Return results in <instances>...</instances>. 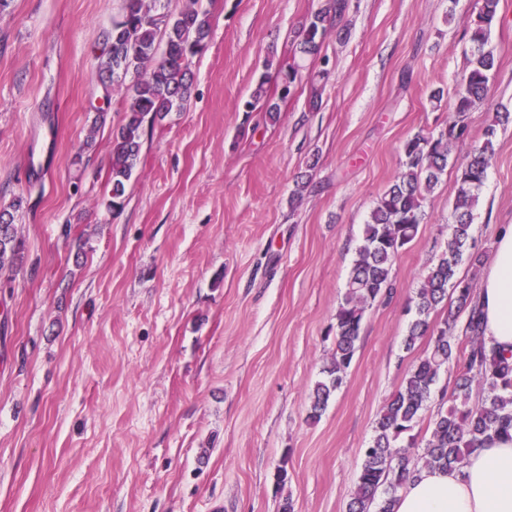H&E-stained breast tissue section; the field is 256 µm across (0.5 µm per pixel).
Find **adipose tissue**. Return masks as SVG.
I'll return each mask as SVG.
<instances>
[{"label": "adipose tissue", "instance_id": "ef3b65f1", "mask_svg": "<svg viewBox=\"0 0 512 512\" xmlns=\"http://www.w3.org/2000/svg\"><path fill=\"white\" fill-rule=\"evenodd\" d=\"M478 302L487 341L512 353V224L499 227ZM395 512H512V438L484 441L461 469L421 470L399 493Z\"/></svg>", "mask_w": 512, "mask_h": 512}]
</instances>
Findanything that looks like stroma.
Listing matches in <instances>:
<instances>
[{
	"instance_id": "stroma-1",
	"label": "stroma",
	"mask_w": 512,
	"mask_h": 512,
	"mask_svg": "<svg viewBox=\"0 0 512 512\" xmlns=\"http://www.w3.org/2000/svg\"><path fill=\"white\" fill-rule=\"evenodd\" d=\"M325 4L200 0L211 33L192 95L146 131L115 216L101 201L126 101L105 98L96 74L123 0L0 6V207L23 199L25 244L23 263L0 275V512H280L286 500L293 512H347L375 419L428 348L405 349L407 307L491 123L477 246L493 252L498 225L512 223V120L495 121L512 113V0H500L498 64L467 114L469 138L313 423L363 226L403 142L453 113L478 9L349 0L277 123L241 112L268 54L291 63L297 31Z\"/></svg>"
}]
</instances>
